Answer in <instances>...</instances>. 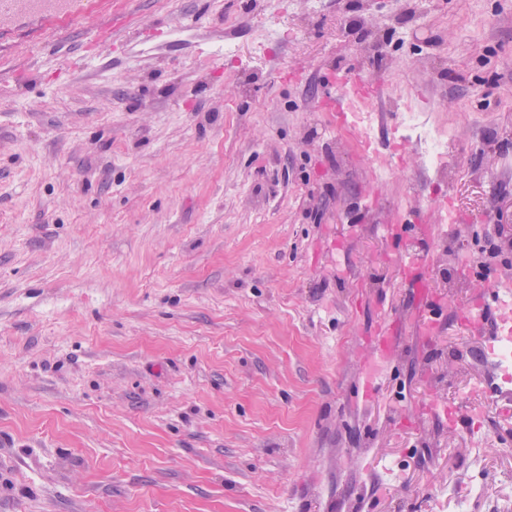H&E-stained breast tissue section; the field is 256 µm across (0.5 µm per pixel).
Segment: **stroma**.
I'll return each mask as SVG.
<instances>
[{"instance_id": "stroma-1", "label": "stroma", "mask_w": 512, "mask_h": 512, "mask_svg": "<svg viewBox=\"0 0 512 512\" xmlns=\"http://www.w3.org/2000/svg\"><path fill=\"white\" fill-rule=\"evenodd\" d=\"M234 56H224L225 44ZM380 80L376 151L322 107ZM448 141L391 158L405 110ZM451 192L442 233L428 184ZM512 0H11L0 11V512H468L512 493L462 321L512 283ZM413 234H392L412 210ZM357 398L363 338L415 336ZM422 294L424 295V309L420 317V324L425 330H429L436 324V312L442 308V301L440 294L433 290H422Z\"/></svg>"}]
</instances>
